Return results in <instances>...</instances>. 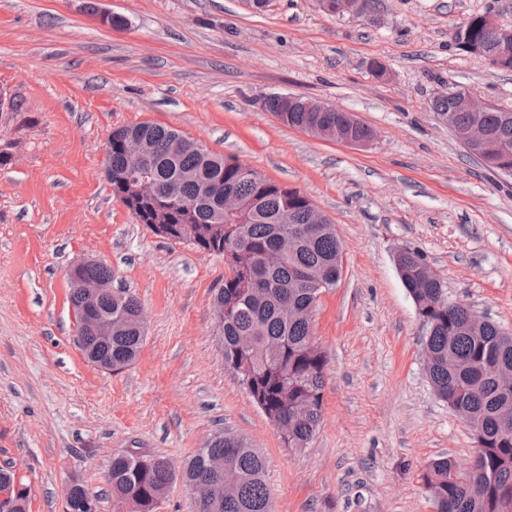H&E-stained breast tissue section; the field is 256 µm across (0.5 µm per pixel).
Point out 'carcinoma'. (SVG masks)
<instances>
[{"label":"carcinoma","instance_id":"cac0c4a2","mask_svg":"<svg viewBox=\"0 0 512 512\" xmlns=\"http://www.w3.org/2000/svg\"><path fill=\"white\" fill-rule=\"evenodd\" d=\"M455 33L487 52L496 36L485 29L482 16L473 15ZM282 96L267 98L266 110L298 129L336 132L335 111L308 112L299 107L281 111ZM502 150L478 160L489 171L512 166V112L490 107L478 114ZM131 136L148 139L149 160L139 163L125 152ZM107 167L112 169V196L140 224L165 227L168 239L187 242L199 250L225 255L233 249L232 264L214 300L224 308L218 325L224 363L247 373L242 381L254 402L273 421L288 418L293 408L311 402L310 410L288 427L289 447L305 448L320 425L326 361L315 346L311 314L320 288L303 283L316 271L333 287L342 275L343 246L332 224L310 223L311 201L296 189L269 178H253L233 157L201 151L177 130L151 122L120 126L107 142ZM146 173L158 185L153 199L131 192L129 180ZM232 191L257 205L237 219L224 216V192ZM293 239L286 259L268 267L263 257ZM426 260L415 252L402 257L401 282L415 309L427 320L423 344L430 355L427 378L440 399L464 411L478 434L471 467L453 466L442 458L423 475L436 512H512V388H504L491 372L497 365L512 370V335L486 320L471 327L474 312L448 299V289L423 281ZM89 278L110 279L112 269L100 262L81 268ZM93 305L112 314V338L102 339L88 328H77L94 359L119 371L137 358L145 340L143 309L132 294L117 290ZM293 308L291 315L283 307ZM266 458L245 439L221 432L208 448H199L181 473L166 458L132 454L112 457L108 482L112 497L132 506L131 512H153L155 501L176 480L193 494L218 477L224 496L204 502L202 512H272L266 482Z\"/></svg>","mask_w":512,"mask_h":512}]
</instances>
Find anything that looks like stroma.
Listing matches in <instances>:
<instances>
[{"label":"stroma","mask_w":512,"mask_h":512,"mask_svg":"<svg viewBox=\"0 0 512 512\" xmlns=\"http://www.w3.org/2000/svg\"><path fill=\"white\" fill-rule=\"evenodd\" d=\"M374 5L376 25L317 0H0V96L22 103L0 114L13 145L0 167V469L30 485L27 512H63L73 478L116 512L113 456L179 467L224 430L265 456L273 512H435L427 463H472V431L423 370L427 329L394 252L417 250L453 300L512 330V177L470 158L432 109L461 88L512 108V72L452 41L475 14L512 29V0ZM277 94L350 111L376 138L285 126L261 107ZM144 121L299 190L336 228L343 274L313 310L326 367L307 448L288 447L224 365L223 257L157 237L112 197L107 138ZM86 258L144 307L146 339L119 372L75 343L68 270Z\"/></svg>","instance_id":"1"}]
</instances>
